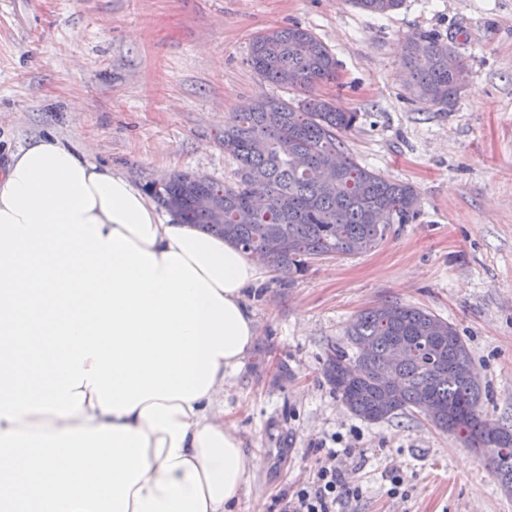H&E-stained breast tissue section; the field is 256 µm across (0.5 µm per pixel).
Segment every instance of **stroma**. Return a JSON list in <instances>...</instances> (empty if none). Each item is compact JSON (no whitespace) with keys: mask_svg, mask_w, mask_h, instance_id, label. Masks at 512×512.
Here are the masks:
<instances>
[{"mask_svg":"<svg viewBox=\"0 0 512 512\" xmlns=\"http://www.w3.org/2000/svg\"><path fill=\"white\" fill-rule=\"evenodd\" d=\"M293 25L336 59L321 92L358 115L349 153L414 185L420 205L367 253L292 280L267 268L247 291L257 340L224 386V416L258 458L246 512H281L282 493L311 482L331 448L357 451L341 466L360 495L338 512H512L459 439L419 413L365 422L323 373L362 309L410 304L457 328L483 411L512 420V0H405L386 16L352 0H0V171L51 138L145 192L177 173L232 183L230 117L259 97L300 96L257 75L251 40ZM429 34L469 64L447 109L408 91L405 44Z\"/></svg>","mask_w":512,"mask_h":512,"instance_id":"stroma-1","label":"stroma"}]
</instances>
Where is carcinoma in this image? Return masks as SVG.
<instances>
[{
  "label": "carcinoma",
  "mask_w": 512,
  "mask_h": 512,
  "mask_svg": "<svg viewBox=\"0 0 512 512\" xmlns=\"http://www.w3.org/2000/svg\"><path fill=\"white\" fill-rule=\"evenodd\" d=\"M363 11L386 15L404 0H353ZM250 64L264 80L304 93L296 103L260 97L224 127V152L239 164L232 185L187 174L169 178L161 201L178 202V222L220 235L264 265L292 279L312 261L356 256L375 247L388 225L407 224L418 214L419 193L407 182L391 181L348 155L344 135L358 113L318 93L337 79L336 59L309 30L293 26L265 30L250 44ZM409 89L434 106L454 105L462 89L458 73L468 61L437 36L421 47L408 43L404 60ZM329 159L339 168L332 190L316 172ZM212 199L201 208L196 200ZM277 235L284 246L264 250ZM352 352L330 350L324 374L356 417L371 423L440 410L431 424L474 448L493 468L502 488L512 492V423L491 422L480 410L482 385L467 344L453 324L409 304L362 310L347 329ZM397 349L407 357L394 365ZM498 427L491 435L489 424Z\"/></svg>",
  "instance_id": "1"
}]
</instances>
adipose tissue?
I'll use <instances>...</instances> for the list:
<instances>
[{
    "instance_id": "1",
    "label": "adipose tissue",
    "mask_w": 512,
    "mask_h": 512,
    "mask_svg": "<svg viewBox=\"0 0 512 512\" xmlns=\"http://www.w3.org/2000/svg\"><path fill=\"white\" fill-rule=\"evenodd\" d=\"M262 278L52 139L0 173V512H240L220 397Z\"/></svg>"
}]
</instances>
